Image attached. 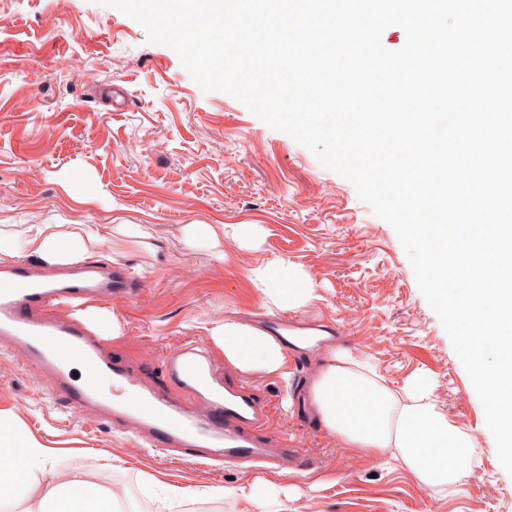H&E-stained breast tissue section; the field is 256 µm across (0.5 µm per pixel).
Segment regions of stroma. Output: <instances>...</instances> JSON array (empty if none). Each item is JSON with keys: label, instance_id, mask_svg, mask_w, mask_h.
Here are the masks:
<instances>
[{"label": "stroma", "instance_id": "obj_1", "mask_svg": "<svg viewBox=\"0 0 512 512\" xmlns=\"http://www.w3.org/2000/svg\"><path fill=\"white\" fill-rule=\"evenodd\" d=\"M47 15L54 27L43 25ZM68 58L98 80L74 83ZM147 136L167 152L148 154ZM44 225L63 260L120 266L135 283L87 319L137 384L173 392L161 357L198 340L224 378L275 402L265 434L312 462L306 471L216 468L153 453L96 410L70 409L52 378H32L2 346L0 415L49 449L55 471H91L105 487L123 478L138 512H157L155 492L169 489V512H258L236 491L260 480L269 512H512V475L392 226L349 180L232 96L203 92L172 48L147 42L137 21L98 0H0V238L11 243L0 265L26 261L51 277L54 262L28 244ZM242 227L248 236L234 240ZM276 260L307 270L316 288L293 318L340 330L334 346L287 356L281 376L238 369L213 340L224 321L254 328L282 316L262 292ZM335 346L395 394L416 376L430 380L438 410L475 438L462 481L423 486L396 450L377 457L321 424L311 387ZM221 488L230 496L218 497Z\"/></svg>", "mask_w": 512, "mask_h": 512}]
</instances>
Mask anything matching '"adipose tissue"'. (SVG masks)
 Wrapping results in <instances>:
<instances>
[{
  "label": "adipose tissue",
  "instance_id": "adipose-tissue-1",
  "mask_svg": "<svg viewBox=\"0 0 512 512\" xmlns=\"http://www.w3.org/2000/svg\"><path fill=\"white\" fill-rule=\"evenodd\" d=\"M314 292L308 273L281 262L265 280L267 303L281 309L305 307ZM214 339L225 359L242 370L278 375L284 368L282 346L257 329L228 321ZM312 398L327 430L378 454L397 449L424 485L459 481L475 453L471 436L437 410L427 377L413 379L402 401L337 351L314 382ZM49 459L48 449L0 416V503H10L12 512H114L117 498L111 489L89 473L49 477Z\"/></svg>",
  "mask_w": 512,
  "mask_h": 512
}]
</instances>
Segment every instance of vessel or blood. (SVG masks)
I'll use <instances>...</instances> for the list:
<instances>
[{"label": "vessel or blood", "instance_id": "vessel-or-blood-1", "mask_svg": "<svg viewBox=\"0 0 512 512\" xmlns=\"http://www.w3.org/2000/svg\"><path fill=\"white\" fill-rule=\"evenodd\" d=\"M132 286L123 269L95 261L61 263L48 279L35 278L29 265L19 261L2 266L0 339L24 363L51 374L71 408L95 406L114 424L145 434L154 450L182 448L227 465L272 459L284 463L293 457V449L270 448L262 432L269 404L224 380L211 356L191 340L163 359L178 396L146 388L127 404L109 402L99 381L122 382L132 372L103 355L82 312L91 302L107 304L113 296L130 293ZM57 303L73 309V317L55 316L52 307Z\"/></svg>", "mask_w": 512, "mask_h": 512}]
</instances>
